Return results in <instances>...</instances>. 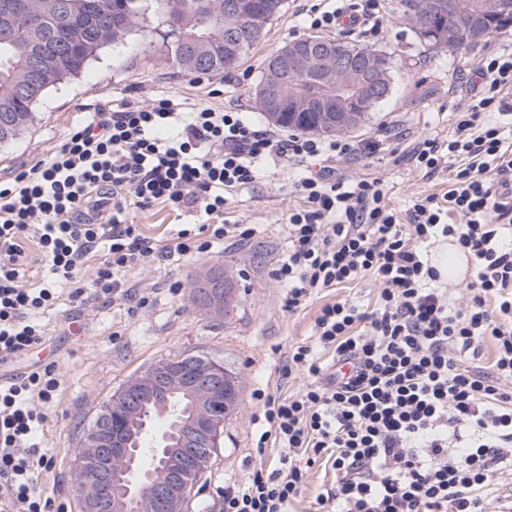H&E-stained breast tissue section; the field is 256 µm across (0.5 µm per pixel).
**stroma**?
<instances>
[{"mask_svg": "<svg viewBox=\"0 0 512 512\" xmlns=\"http://www.w3.org/2000/svg\"><path fill=\"white\" fill-rule=\"evenodd\" d=\"M316 0H285L263 41L235 68L206 74L203 83L183 71L164 28L134 33L126 44L103 49L88 70L50 90L36 105L32 125L0 147V181L20 166L33 165L57 150L78 118L99 108L127 102H147L169 96L218 108H236L255 123L267 119L255 101L264 60L289 41L310 35L302 12ZM382 28L368 25L336 28L333 38L383 51L392 61L390 95L370 112L346 141L380 139L383 151L337 160L340 171L362 178H382L391 207L406 210L412 199L443 195L447 172L426 176L408 156V146L425 138L446 139L451 114L464 94L453 95L449 86L467 80L486 48L512 43V32L491 34L468 52L434 46L408 22L399 0H380ZM300 164L272 157L250 187L228 197L224 217L230 224H250L255 235L246 245L225 242L222 250L199 258H175L135 268L129 283L151 288L179 283L181 291L161 294L149 309L127 315L119 306L63 303L46 314L45 343L14 359L19 372L40 362L56 363L64 385L56 416L46 431V443L57 459L45 481L65 512H80L73 492L76 450L95 422L101 407L124 383L158 360L174 355L205 354L235 372L242 390L233 413L224 423V436L207 485L193 496L190 512H209L225 487L244 483L253 470L274 466L277 449L256 456L254 445L261 432L262 398L289 395L308 382L305 372L283 376L281 367L290 346L309 339L323 302L350 299L365 308L375 307L379 290L369 279L326 292L295 311L283 306L284 290L271 270L286 250L285 219L299 205L292 184ZM130 217L145 236L166 245L178 230L202 223L199 212H175L156 204L131 209ZM223 266L236 288L228 316L216 317L191 303L194 281L214 266Z\"/></svg>", "mask_w": 512, "mask_h": 512, "instance_id": "stroma-1", "label": "stroma"}]
</instances>
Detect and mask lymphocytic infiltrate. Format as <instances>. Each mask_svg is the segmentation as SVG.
<instances>
[{"label":"lymphocytic infiltrate","instance_id":"obj_1","mask_svg":"<svg viewBox=\"0 0 512 512\" xmlns=\"http://www.w3.org/2000/svg\"><path fill=\"white\" fill-rule=\"evenodd\" d=\"M471 83L448 139L412 151L428 175L459 159L444 197L416 198L402 213L376 178L320 170L298 181L303 203L288 212L287 252L272 271L285 308L363 277L378 302L369 311L346 300L320 308L311 340L295 344L282 368L306 371L310 383L263 404L256 452L278 444L279 464L225 489L221 512H288L322 460L335 475L317 498L322 507L484 512L494 473L512 464V145L487 119L512 108V46L486 53ZM376 148L283 135L237 110L170 97L77 124L58 150L0 182V363L44 343L42 316L60 301L146 308L157 291L132 289L128 269L247 243L253 227L224 223V206L258 179V161ZM155 203L208 221L157 245L129 219L130 206ZM438 237L473 263L464 305L439 287L421 250ZM33 248L51 273L37 286L27 278ZM95 252L91 280L79 278ZM488 340L494 356L483 372L472 362ZM62 384L52 363L0 378V512H55L42 489L55 466L42 435Z\"/></svg>","mask_w":512,"mask_h":512}]
</instances>
